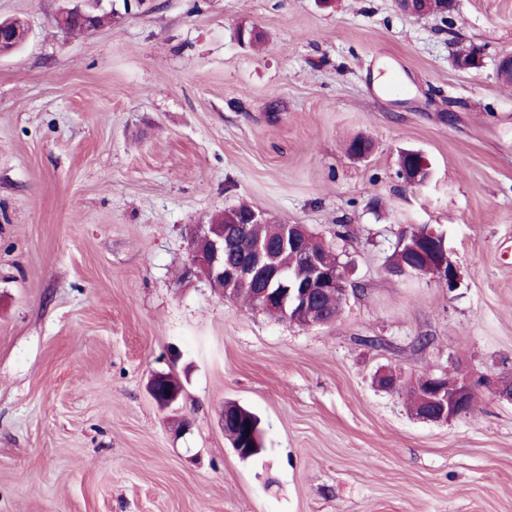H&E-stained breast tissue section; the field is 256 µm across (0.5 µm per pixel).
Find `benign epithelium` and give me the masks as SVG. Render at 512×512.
Wrapping results in <instances>:
<instances>
[{"label":"benign epithelium","mask_w":512,"mask_h":512,"mask_svg":"<svg viewBox=\"0 0 512 512\" xmlns=\"http://www.w3.org/2000/svg\"><path fill=\"white\" fill-rule=\"evenodd\" d=\"M88 0H73V6L61 10L55 16V24L68 34L75 16L87 18L84 30H94L86 12ZM27 38L25 28L0 25V56L13 52ZM410 166L400 170L401 178L409 185L422 186L431 176L430 164L420 152L409 154ZM245 225L234 211H225L219 220L209 224H197L191 232L190 259L184 265L186 278H203L211 287L220 288L227 297H234L240 289H248L256 296L265 309L279 310L286 319H304L306 325L324 323L317 309V301L328 289L346 293L345 276L342 268L330 270L322 261V249L308 251L304 248L307 229L301 224L285 225L278 250L269 249L257 243L250 247L246 256L233 265L224 264V257L235 249L243 239ZM302 253V265L293 275H286L279 267L277 251ZM405 274H431L444 284L448 291L456 290L461 281L458 266L449 253H431L420 263L409 265ZM182 386L169 373L153 375L149 393L156 405L166 410L179 399ZM471 384L461 379L446 384V378L430 375L422 388L418 389L420 409L415 415L434 423H447L463 418L472 410ZM219 420L227 431L239 424V410L233 404L222 405Z\"/></svg>","instance_id":"1"}]
</instances>
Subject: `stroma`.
<instances>
[{
	"mask_svg": "<svg viewBox=\"0 0 512 512\" xmlns=\"http://www.w3.org/2000/svg\"><path fill=\"white\" fill-rule=\"evenodd\" d=\"M62 4L0 0L28 31L0 56V512H512V402L479 388L438 424L374 383L512 378V0H144L70 35ZM472 44L482 65L458 69ZM407 149L426 184L399 178ZM242 204L333 247L335 321L182 280L193 225ZM419 225L455 291L388 272ZM155 372L181 379L175 410ZM228 400L260 455L225 438ZM410 166L400 170L401 178L406 184L421 186L424 185L431 176L430 164L427 158L420 152H411L409 155ZM166 391H170V395ZM181 392L180 382L169 373L155 374L150 380V396L161 410L171 408L178 401ZM239 415L240 425L236 430H230L232 436L227 437V439L231 441V444H234L241 440L243 437L247 438L250 434H252L253 437L256 435L259 439V448H264L262 447L261 443L258 419L252 412L245 409L244 407H240L238 410L237 406L233 404L224 403V405H222L219 411V420L224 430V435H230V433H228L230 427L238 426ZM247 428H250V432H247Z\"/></svg>",
	"mask_w": 512,
	"mask_h": 512,
	"instance_id": "obj_1",
	"label": "stroma"
}]
</instances>
